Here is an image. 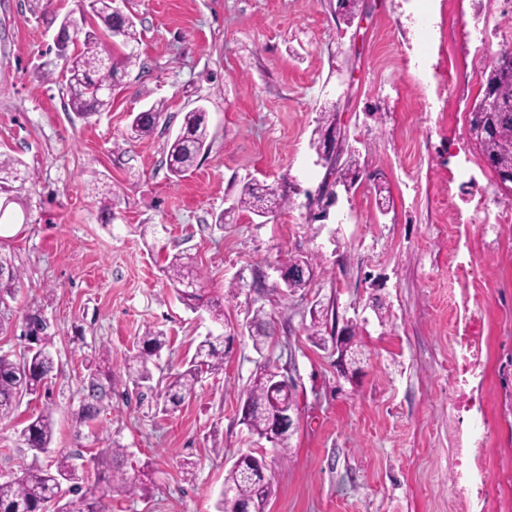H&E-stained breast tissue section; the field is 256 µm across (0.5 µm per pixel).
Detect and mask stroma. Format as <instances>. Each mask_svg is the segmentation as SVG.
Listing matches in <instances>:
<instances>
[{
    "label": "stroma",
    "mask_w": 512,
    "mask_h": 512,
    "mask_svg": "<svg viewBox=\"0 0 512 512\" xmlns=\"http://www.w3.org/2000/svg\"><path fill=\"white\" fill-rule=\"evenodd\" d=\"M117 5L142 35L139 61L110 111L84 120L64 107L53 29L26 0H0V153L33 174L0 190V222L11 227L0 257L25 273L0 303V353L27 349L23 319L37 311L51 324L55 361L48 399L24 397L0 421V480L61 454L86 489L98 471L133 477L146 464L143 490H113L106 512H215L226 469L251 449L266 456L269 512H467L454 450L474 426L485 436L489 512H512V223L494 221L512 212V196L468 132L494 50L512 46L503 0H431L426 37L414 24L420 0H362L363 21L349 24L336 0ZM159 102L155 132L129 140L132 116ZM199 106L208 147L173 177L166 142ZM331 106L362 178L316 221L326 170L311 139ZM254 182L288 197L265 222L235 207ZM381 184L391 193L385 212ZM181 251L195 255L202 288L223 295V323L177 299L162 268ZM293 255L318 258L310 286L294 293L278 273ZM317 307L357 323L355 374L341 372L333 344L309 340ZM257 316L269 334L260 352ZM149 327L167 336L157 378L183 370L206 338L233 339L223 369L165 415L125 371ZM101 361L114 390L84 421L88 368ZM263 362L290 366L296 385V429L282 451L240 421ZM47 402L54 438L37 453L19 434ZM112 441L123 456H104Z\"/></svg>",
    "instance_id": "35a3bbf8"
}]
</instances>
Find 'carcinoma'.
Wrapping results in <instances>:
<instances>
[{
	"label": "carcinoma",
	"mask_w": 512,
	"mask_h": 512,
	"mask_svg": "<svg viewBox=\"0 0 512 512\" xmlns=\"http://www.w3.org/2000/svg\"><path fill=\"white\" fill-rule=\"evenodd\" d=\"M116 0H90V9L99 19L110 37L117 39L128 49L120 60L106 51L96 31L84 29V18L77 20L74 40L68 43L62 59L68 74L66 84L67 109L80 116L105 112L112 107V94L105 89L113 86L119 73L132 66L137 58L136 45L141 41V32L137 30L133 16L127 17L115 6ZM512 61V48L505 47L497 54V60L486 77V82L494 83L501 96V107L494 112H470L469 124L484 127L489 137L480 142L482 153L496 159L493 171L501 176L500 169L512 168V68L507 61ZM164 111V104L158 103L133 117L129 136L134 140L143 139L153 134ZM336 113L324 111L321 121L315 129L318 140L312 143L320 147V141L335 129ZM209 133L206 112L198 107L183 117V123L177 135L166 142V165L175 177L183 176L193 168L200 153L206 148ZM32 173L22 167V162L11 156L0 155V184L8 181H26ZM288 204V198L277 189L264 185L245 186L237 201V208L263 216L268 209L280 210ZM289 268H304V272L293 278L288 284L292 291L306 288L312 281L317 261L300 257H291L286 262ZM196 266L191 255L178 252L166 259L164 273L173 285L178 299L188 308L194 310L201 305L207 307L215 321L224 320V297L208 296L201 288L192 286V280L200 277L195 272ZM22 280L21 271L12 267L7 275L0 274V301L13 297ZM50 325L39 313L26 317V334L35 341L37 348L16 359L9 354L0 355V420L7 419L18 407L22 398L40 395L44 380L54 368V359L46 346L52 336ZM166 344V336L160 330L148 328L139 340L136 353L127 360L129 380L138 388H160L157 408L168 413L184 400L192 396L196 385L205 372L219 371L224 367V351L218 349L213 341L201 342L194 359L187 367L165 379L154 381L150 364L153 357ZM89 402L81 408V418L91 419L100 413V403L112 391V371L95 369L88 385ZM249 413L243 417V424L250 434L258 438H267L270 414L276 410L275 393L269 379V365L256 368L245 390ZM53 408L46 405L37 416L31 418L21 430V437L31 450L43 452L53 440ZM224 486L230 494L220 496L216 512H240L241 504L254 501L258 495L270 499L271 484L258 469L246 463L239 468L231 467L224 475ZM99 492L83 489L76 466L69 455H60L54 463V469L31 467L21 475L8 481L0 482V512H18L22 507L25 512H104L103 499L114 488H120L128 494L139 489L140 479L131 480L120 471L112 472V479L98 484Z\"/></svg>",
	"instance_id": "obj_1"
}]
</instances>
